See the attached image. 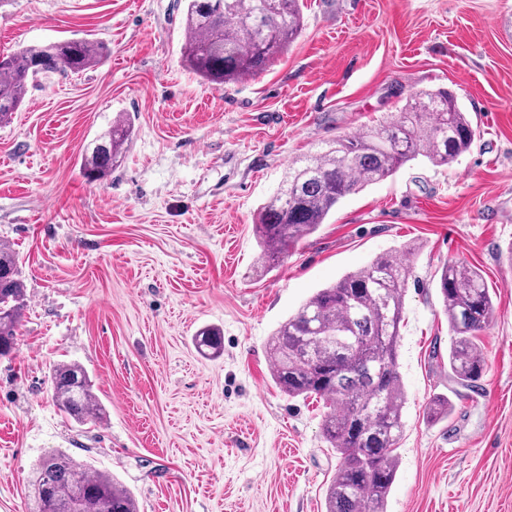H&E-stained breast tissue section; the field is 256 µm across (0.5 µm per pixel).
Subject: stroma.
Here are the masks:
<instances>
[{
    "label": "stroma",
    "mask_w": 512,
    "mask_h": 512,
    "mask_svg": "<svg viewBox=\"0 0 512 512\" xmlns=\"http://www.w3.org/2000/svg\"><path fill=\"white\" fill-rule=\"evenodd\" d=\"M303 27L244 82L181 63L180 0H0V53L87 37L98 67L30 87L0 126V242L28 295L0 357V512H26L61 450L115 476L139 512H325L337 459L319 402L273 383L267 341L318 289L392 252L411 266L398 371L406 394L386 512H512V0H303ZM451 91L477 128L449 166L423 160L344 198L263 269L253 221L289 164ZM134 134L103 182L83 154L114 117ZM480 268L495 311L478 392L448 372L435 283ZM221 329L224 352L195 332ZM90 374L103 418L55 403L54 365ZM448 395V419L427 408ZM219 332L210 326L197 330L194 344L198 351L208 357H216L221 351Z\"/></svg>",
    "instance_id": "obj_1"
}]
</instances>
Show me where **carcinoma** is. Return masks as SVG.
<instances>
[{
    "label": "carcinoma",
    "mask_w": 512,
    "mask_h": 512,
    "mask_svg": "<svg viewBox=\"0 0 512 512\" xmlns=\"http://www.w3.org/2000/svg\"><path fill=\"white\" fill-rule=\"evenodd\" d=\"M182 62L209 83L233 85L271 67L298 38L300 0H185ZM107 48L80 38L23 47L0 55V124L10 122L39 77L80 73L103 63ZM120 115L86 150L80 169L90 182L112 173L132 136ZM476 138L467 113L446 90L422 91L390 120L356 136H339L288 166L279 193L260 207L254 224L262 262L275 265L315 233L345 197L393 176L420 157L435 167L466 153ZM411 267L385 253L313 294L270 337L271 378L290 398L318 397L321 433L338 464L325 512H385L405 428V392L398 372L400 328ZM441 312L453 336L448 365L454 382L477 389L486 371L480 336L494 313L482 270L443 265L436 281ZM25 288L17 255L0 243V356L11 355L24 317ZM198 351L215 357L219 332L197 330ZM60 411L79 423L102 419L83 366L62 363L51 375ZM84 481L77 512H139L134 496L111 474L52 452L32 480L28 512H70L69 490Z\"/></svg>",
    "instance_id": "1"
}]
</instances>
